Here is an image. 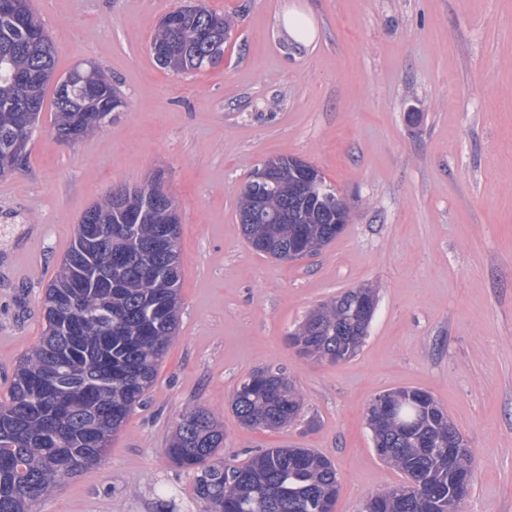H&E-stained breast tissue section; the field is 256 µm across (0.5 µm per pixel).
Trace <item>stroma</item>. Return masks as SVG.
Listing matches in <instances>:
<instances>
[{"label":"stroma","instance_id":"obj_1","mask_svg":"<svg viewBox=\"0 0 512 512\" xmlns=\"http://www.w3.org/2000/svg\"><path fill=\"white\" fill-rule=\"evenodd\" d=\"M187 0H32L58 47L55 73L93 63L125 105L82 141L53 130L45 96L22 171L0 177V401L44 328L45 289L83 213L112 188L163 173L180 214L181 308L156 379L103 460L35 512H203L192 471L165 450L182 414L224 426L223 456L267 448L329 457L333 512L404 482L367 426L376 396L429 391L475 467L458 512H512V0H203L232 20L224 57L160 68L150 41ZM295 7L316 29L292 40ZM314 164L352 208L318 254L282 261L246 243L237 201L273 156ZM376 288L364 343L339 362L288 336L346 289ZM301 390L279 430L229 406L255 371Z\"/></svg>","mask_w":512,"mask_h":512}]
</instances>
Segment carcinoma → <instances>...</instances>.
Here are the masks:
<instances>
[{"label": "carcinoma", "instance_id": "1", "mask_svg": "<svg viewBox=\"0 0 512 512\" xmlns=\"http://www.w3.org/2000/svg\"><path fill=\"white\" fill-rule=\"evenodd\" d=\"M0 12V159L11 154L14 126L28 105H44L57 47L28 0ZM180 25L158 26L151 49L162 68L188 72L224 55L227 17L185 6ZM66 90L54 87L53 129L76 143L101 127L97 116L123 106L112 76L99 67L75 68ZM273 221L243 224L258 253L279 260L288 250L316 253L344 230L336 225V192L290 181L264 189ZM100 223L79 224L73 246L47 285L43 336L19 362L0 403V512H32L66 479L102 460L114 433L144 400L176 333L180 276H159L179 263L180 225L150 208L139 189L110 191L88 208ZM142 217L136 240L128 215ZM69 294L60 296L61 289ZM362 288L347 289L309 312L289 334L300 355L338 362L354 357L367 331L345 308ZM389 408L367 414L380 458L406 481L371 495L361 512H457L449 496L472 475V454L448 447L462 434L422 389L383 393ZM230 406L250 428L280 429L298 416L302 397L282 373L256 372L233 391ZM224 430L207 409L182 418L166 448L176 465L197 472L195 491L206 512H332L338 488L334 464L311 448H268L228 470L221 457Z\"/></svg>", "mask_w": 512, "mask_h": 512}]
</instances>
